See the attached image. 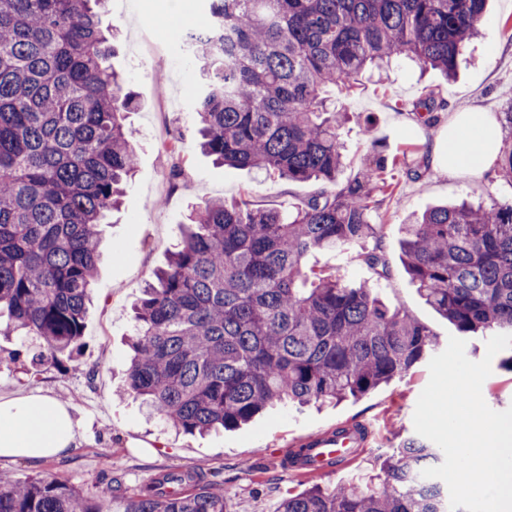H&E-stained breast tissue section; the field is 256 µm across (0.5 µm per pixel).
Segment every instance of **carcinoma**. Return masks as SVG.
Returning <instances> with one entry per match:
<instances>
[{"mask_svg":"<svg viewBox=\"0 0 512 512\" xmlns=\"http://www.w3.org/2000/svg\"><path fill=\"white\" fill-rule=\"evenodd\" d=\"M104 0H0V318L38 344L34 367L85 347L98 226L137 165L125 114L135 107ZM487 0H204L181 33L202 63L194 104L202 152L223 165L323 188L288 213L211 200L189 216L166 268L135 311L127 390L173 431L239 428L273 406L364 396L437 349L434 333L377 293L389 276L375 223L396 164L371 144L337 184L348 112L328 88L404 57L452 79ZM445 104L416 105L426 124ZM359 248L375 281L306 269L313 251ZM403 263L426 303L463 335L512 334V202L435 206L403 225ZM438 452L407 436L380 473L332 490L317 484L279 512H450L421 475ZM0 512H224L219 483L167 468L115 502L39 473L0 476Z\"/></svg>","mask_w":512,"mask_h":512,"instance_id":"1","label":"carcinoma"}]
</instances>
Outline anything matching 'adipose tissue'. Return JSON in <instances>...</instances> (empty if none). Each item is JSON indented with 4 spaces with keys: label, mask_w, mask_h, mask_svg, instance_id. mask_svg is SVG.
<instances>
[{
    "label": "adipose tissue",
    "mask_w": 512,
    "mask_h": 512,
    "mask_svg": "<svg viewBox=\"0 0 512 512\" xmlns=\"http://www.w3.org/2000/svg\"><path fill=\"white\" fill-rule=\"evenodd\" d=\"M501 132L485 112H461L441 149L448 173L481 172L498 157ZM75 440L67 405L40 395L0 397V458L38 462L66 454Z\"/></svg>",
    "instance_id": "adipose-tissue-1"
}]
</instances>
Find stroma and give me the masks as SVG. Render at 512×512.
<instances>
[{"instance_id": "stroma-1", "label": "stroma", "mask_w": 512, "mask_h": 512, "mask_svg": "<svg viewBox=\"0 0 512 512\" xmlns=\"http://www.w3.org/2000/svg\"><path fill=\"white\" fill-rule=\"evenodd\" d=\"M204 20L199 0H106L103 24L119 33L112 63L124 74L137 104L125 124L138 164L119 210L108 213L101 226L104 249L86 319V346L77 362L35 368L30 338L0 336V395L40 394L69 405L79 422L78 436L66 455L38 463L0 460V472L19 480L46 472L82 488L117 477L132 490L164 467L201 468L215 474L223 488L225 512H279L288 494L378 472L401 438L414 434L416 402L430 374L423 363L357 399L302 411L279 408L241 428L194 435L173 434L149 406L125 394L132 306L154 272L166 266L191 207L222 199L285 212L319 188L313 181L290 182L217 166L199 152L191 110L201 92L198 66L181 55L179 37L181 28ZM147 34L169 47L167 60L146 54ZM429 91L446 104L433 126L420 121L415 110ZM331 95L352 115L341 132L346 153L342 179L358 172L373 143L401 160L387 175L392 193L374 213L384 226L382 247L391 269L379 283V294L390 307L427 325L440 346H447L456 329L421 298L406 272L401 226L410 214L437 205L512 199V182L497 168L479 177L451 176L436 170L432 160L456 112H487L501 121L512 110V0H489L481 33L455 80L433 70L419 72L402 60L388 71L364 73L353 89L336 86ZM500 129L503 147L512 146V126L501 121ZM169 142L179 143L180 153L166 150ZM416 167L421 175H413ZM305 264L357 280L372 276L352 249L316 251ZM355 424L368 428L371 439L341 469L299 477L270 457L271 451L298 447L304 437Z\"/></svg>"}]
</instances>
